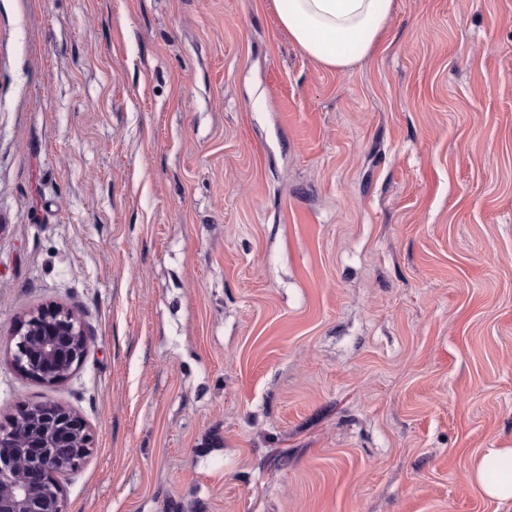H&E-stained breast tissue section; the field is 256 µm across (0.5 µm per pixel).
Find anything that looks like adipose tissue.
<instances>
[{
	"label": "adipose tissue",
	"mask_w": 512,
	"mask_h": 512,
	"mask_svg": "<svg viewBox=\"0 0 512 512\" xmlns=\"http://www.w3.org/2000/svg\"><path fill=\"white\" fill-rule=\"evenodd\" d=\"M280 25L311 59L346 71L376 49L395 0H273ZM472 480L489 499H512V448H490Z\"/></svg>",
	"instance_id": "1"
}]
</instances>
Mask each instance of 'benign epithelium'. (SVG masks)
<instances>
[{
  "instance_id": "7a95c632",
  "label": "benign epithelium",
  "mask_w": 512,
  "mask_h": 512,
  "mask_svg": "<svg viewBox=\"0 0 512 512\" xmlns=\"http://www.w3.org/2000/svg\"><path fill=\"white\" fill-rule=\"evenodd\" d=\"M89 341L82 319L52 304L19 320L6 352L17 373L56 386L79 368ZM93 450L92 434L71 409L19 402L0 425V512H66L62 478Z\"/></svg>"
}]
</instances>
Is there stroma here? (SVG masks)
Instances as JSON below:
<instances>
[{"label": "stroma", "instance_id": "stroma-1", "mask_svg": "<svg viewBox=\"0 0 512 512\" xmlns=\"http://www.w3.org/2000/svg\"><path fill=\"white\" fill-rule=\"evenodd\" d=\"M50 303L67 512H512V0L310 59L272 0H0V338ZM472 480L489 499H512V448H489L476 461Z\"/></svg>", "mask_w": 512, "mask_h": 512}]
</instances>
